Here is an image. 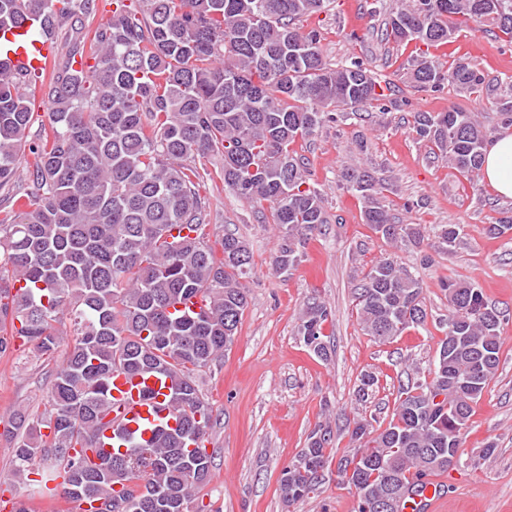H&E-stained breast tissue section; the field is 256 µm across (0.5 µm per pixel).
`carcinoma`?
<instances>
[{
  "label": "carcinoma",
  "instance_id": "cac0c4a2",
  "mask_svg": "<svg viewBox=\"0 0 512 512\" xmlns=\"http://www.w3.org/2000/svg\"><path fill=\"white\" fill-rule=\"evenodd\" d=\"M330 0H112L110 17L89 30L98 0H0V28L40 20L75 26L80 46L53 62L50 77L0 66V190L13 188L24 209L0 210V354L17 340L51 356L63 343L56 324L70 320L73 339L48 390L41 416L17 412L0 435L12 445L16 476L42 494L62 490L81 512H193L196 491L212 473L205 442L213 407L195 374L231 349L245 310L243 283L252 251L220 239L215 258L194 162L221 157L224 188L268 206L278 230L272 269L301 261L305 240L326 223L324 197L309 183L293 145L324 123L348 120L388 99L360 61L333 66L320 47V25L305 30ZM486 18L512 35V0H408L389 14L385 37L413 42L405 67L415 92L445 85L477 92L484 75L459 59L444 71L429 48L455 34L457 18ZM94 65L73 68L76 55ZM41 85L51 106L33 139L34 112L22 86ZM496 102L512 125V77ZM414 129L460 173L482 168L491 130L473 109L418 112ZM27 164L26 184L18 186ZM363 204L365 223L392 244H420L419 224H394L382 204L386 187L366 171L343 175ZM460 224H441L436 243L454 246ZM448 315L440 321L433 377L402 384L392 420L379 430L354 421L353 452L339 458L338 483L361 489L356 512H402L421 481L448 470L468 428L472 405L499 366L501 312L468 282L442 284ZM206 304L178 310L199 292ZM423 284L387 255L354 289L365 333L387 342L423 325ZM331 311L317 298L299 314L296 336L321 359L330 354L324 325ZM171 379L175 425L123 452L97 446L112 426V375ZM49 433H42V429ZM331 429L320 428L286 467L280 491L291 504L325 483ZM50 462V471L40 461ZM63 476V487L48 483Z\"/></svg>",
  "mask_w": 512,
  "mask_h": 512
}]
</instances>
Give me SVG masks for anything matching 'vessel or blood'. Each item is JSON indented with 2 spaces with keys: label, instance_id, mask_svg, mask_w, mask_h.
<instances>
[{
  "label": "vessel or blood",
  "instance_id": "vessel-or-blood-1",
  "mask_svg": "<svg viewBox=\"0 0 512 512\" xmlns=\"http://www.w3.org/2000/svg\"><path fill=\"white\" fill-rule=\"evenodd\" d=\"M0 47L6 53L0 60L19 73L40 72L50 67L56 52L50 33H37L31 27L0 31ZM171 381L165 377H152L144 381L114 374L112 401L118 406L119 430H105L99 438L102 448L124 446L127 441H148L168 415L166 405ZM439 486L427 481L419 497L409 500L404 512H437Z\"/></svg>",
  "mask_w": 512,
  "mask_h": 512
}]
</instances>
